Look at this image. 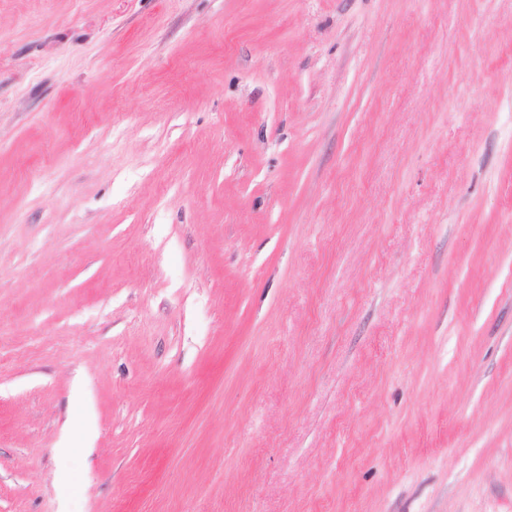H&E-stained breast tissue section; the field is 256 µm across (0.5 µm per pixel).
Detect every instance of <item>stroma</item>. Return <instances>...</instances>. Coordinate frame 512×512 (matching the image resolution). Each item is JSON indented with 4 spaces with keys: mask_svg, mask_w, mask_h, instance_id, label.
I'll use <instances>...</instances> for the list:
<instances>
[{
    "mask_svg": "<svg viewBox=\"0 0 512 512\" xmlns=\"http://www.w3.org/2000/svg\"><path fill=\"white\" fill-rule=\"evenodd\" d=\"M0 512H512V0H0Z\"/></svg>",
    "mask_w": 512,
    "mask_h": 512,
    "instance_id": "obj_1",
    "label": "stroma"
}]
</instances>
